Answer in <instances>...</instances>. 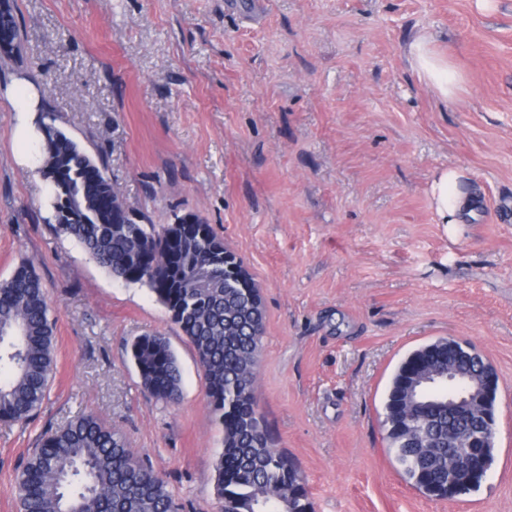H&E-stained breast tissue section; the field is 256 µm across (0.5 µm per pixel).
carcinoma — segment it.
I'll return each mask as SVG.
<instances>
[{"label": "carcinoma", "instance_id": "obj_1", "mask_svg": "<svg viewBox=\"0 0 512 512\" xmlns=\"http://www.w3.org/2000/svg\"><path fill=\"white\" fill-rule=\"evenodd\" d=\"M19 47L24 34L13 11L0 13ZM48 113L41 177L50 184L56 230L76 242L112 277L145 285L167 308L194 347L210 409L224 437L215 464L220 512H313L296 463L273 447L255 394L265 315L260 290L243 261L212 227L193 213L179 224L130 221L140 211L124 202L102 160L55 126ZM144 390L155 400L177 401L181 371L162 336L137 337L130 347ZM449 362L481 375L495 374L473 345L453 349L442 338L410 352L391 378L384 427L389 453L417 490L453 499L480 486L490 468L495 438L467 468L453 466L448 428L458 440L475 435L496 400L477 403L471 416L448 425V383L418 410L430 443L418 448L405 429L417 366ZM55 366L54 322L40 278L21 264L0 280V422L25 423L42 407ZM19 512H182L165 480L138 456L124 436L97 416L80 412L47 433L14 475Z\"/></svg>", "mask_w": 512, "mask_h": 512}]
</instances>
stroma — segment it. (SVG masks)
Returning a JSON list of instances; mask_svg holds the SVG:
<instances>
[{
    "label": "stroma",
    "instance_id": "obj_1",
    "mask_svg": "<svg viewBox=\"0 0 512 512\" xmlns=\"http://www.w3.org/2000/svg\"><path fill=\"white\" fill-rule=\"evenodd\" d=\"M22 54L0 61V279L33 264L55 323L48 397L0 423V512L48 428L94 413L190 512H218L223 433L196 352L144 285L54 230L41 112L104 159L153 224L194 213L260 287L259 408L314 512H512V0H11ZM420 31L462 76L441 100L406 49ZM34 84L27 142L7 88ZM464 171L465 223L439 224L435 172ZM165 336L176 403L144 391L132 341ZM498 376L496 448L477 491L428 497L393 463L391 376L440 338Z\"/></svg>",
    "mask_w": 512,
    "mask_h": 512
}]
</instances>
